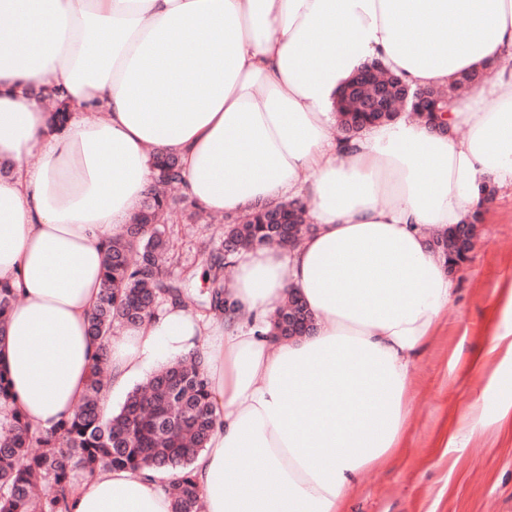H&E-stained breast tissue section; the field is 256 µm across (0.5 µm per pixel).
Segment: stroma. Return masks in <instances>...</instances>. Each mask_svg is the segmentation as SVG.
I'll return each instance as SVG.
<instances>
[{
	"label": "stroma",
	"instance_id": "obj_1",
	"mask_svg": "<svg viewBox=\"0 0 512 512\" xmlns=\"http://www.w3.org/2000/svg\"><path fill=\"white\" fill-rule=\"evenodd\" d=\"M170 240L182 263L218 238L220 222L190 224L173 214ZM469 260L450 270L455 296L435 339L422 353L412 386L408 449L387 466L363 474L348 512H512V347L486 329L493 293L512 279V190H498ZM482 347L479 366L472 350ZM480 425L463 419L475 400Z\"/></svg>",
	"mask_w": 512,
	"mask_h": 512
}]
</instances>
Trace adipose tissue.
I'll return each mask as SVG.
<instances>
[{
    "label": "adipose tissue",
    "instance_id": "ef3b65f1",
    "mask_svg": "<svg viewBox=\"0 0 512 512\" xmlns=\"http://www.w3.org/2000/svg\"><path fill=\"white\" fill-rule=\"evenodd\" d=\"M375 61L414 87L490 77L454 98L445 134L402 117L341 141L337 95ZM158 153L204 212L299 198L314 229L239 253L221 316L169 300L101 344L88 324L106 249ZM489 182L512 188V0H0V282L18 298L0 364L15 403L40 436L78 410L99 350L112 397L204 343L218 416L191 466L204 512H346L360 474L407 448L416 360L452 296L430 234L483 209ZM292 293L315 329L280 341L269 318ZM176 479L101 470L69 512H173Z\"/></svg>",
    "mask_w": 512,
    "mask_h": 512
}]
</instances>
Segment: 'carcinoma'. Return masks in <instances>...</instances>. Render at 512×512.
<instances>
[{
    "instance_id": "carcinoma-1",
    "label": "carcinoma",
    "mask_w": 512,
    "mask_h": 512,
    "mask_svg": "<svg viewBox=\"0 0 512 512\" xmlns=\"http://www.w3.org/2000/svg\"><path fill=\"white\" fill-rule=\"evenodd\" d=\"M411 106L392 112H359L356 101L340 98L336 122L342 136L352 138L366 126L396 120ZM158 187L147 195L141 210L112 239L105 260L99 300L89 321V335L103 339L113 331L132 327L151 315L161 298L184 302V287L192 273L172 275L169 236L160 223L163 214L180 209L193 222L202 219L198 209L187 211L185 197L172 190L180 181L178 158L155 157ZM224 242L202 249L210 291L205 304L224 310L225 269L238 248L275 244L289 247L308 230L306 208L285 201L271 210L261 206L240 217H226ZM451 233L436 238L435 246L450 265L467 256L448 252ZM15 296L0 283V338ZM305 310L293 295L276 312L273 324L278 336H301L294 312ZM101 351L94 365L88 392L72 418L38 438L29 435L13 404L7 376L0 371V512H68L77 473L91 476L108 468L165 469L181 473L167 487L174 512H201L200 492L190 477L194 457L205 447L217 416L198 353L174 361L157 371L143 387L128 392L115 412H105L103 392L108 387Z\"/></svg>"
}]
</instances>
